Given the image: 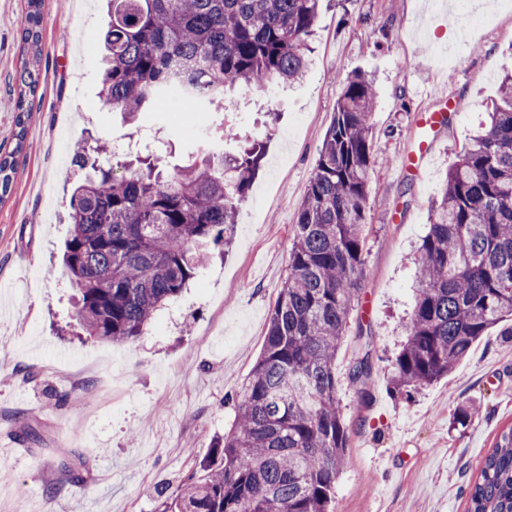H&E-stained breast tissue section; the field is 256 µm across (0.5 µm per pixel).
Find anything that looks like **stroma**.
Returning <instances> with one entry per match:
<instances>
[{"label": "stroma", "instance_id": "1", "mask_svg": "<svg viewBox=\"0 0 512 512\" xmlns=\"http://www.w3.org/2000/svg\"><path fill=\"white\" fill-rule=\"evenodd\" d=\"M26 0H0V154L14 151ZM446 0H320L313 54L302 82L257 92L232 120L259 137L265 157L239 204L220 257L126 344L75 335L73 290L60 257L76 180L72 160L88 137L131 129L160 141L174 165L222 151L210 115L167 96L134 125L103 102L99 60L109 18L103 0H44L39 86L10 193L0 203V512H161L167 496L199 477L235 418L233 399L259 356L288 272L297 211L330 125L341 81L374 76L372 193L366 207L363 288L336 358L349 431L335 512H467L466 488L501 431L512 426V339L491 328L448 377L395 396L389 360L412 307V258L448 169L475 134L512 70V0L468 28L462 66L446 50ZM454 109L429 162L397 173L415 148L420 111ZM15 152V151H14ZM369 355L367 398L346 379ZM478 407L467 430L449 421ZM35 438L16 439L21 423ZM55 487L47 497L46 487Z\"/></svg>", "mask_w": 512, "mask_h": 512}]
</instances>
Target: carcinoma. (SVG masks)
Instances as JSON below:
<instances>
[{"mask_svg": "<svg viewBox=\"0 0 512 512\" xmlns=\"http://www.w3.org/2000/svg\"><path fill=\"white\" fill-rule=\"evenodd\" d=\"M101 94L112 110L148 112L162 94L214 112L234 108L225 90L297 82L309 64L318 0H110ZM42 0H28L17 97L22 151L42 55ZM374 82L343 83L335 117L293 228L288 275L264 345L236 401L231 431L205 475L163 502V512H331L348 454L336 355L361 290L365 208L374 154ZM95 139L78 146L84 171L69 200L62 256L77 289L74 320L90 338L124 344L203 269L208 250L230 241L237 204L264 157L255 141L231 157L169 167L165 156L133 164ZM14 156L0 155V200ZM512 322V72L503 75L490 121L448 170L416 259L414 306L392 361V392L448 375L489 329ZM369 354L349 382L366 396ZM468 512H512V427L468 487Z\"/></svg>", "mask_w": 512, "mask_h": 512, "instance_id": "carcinoma-1", "label": "carcinoma"}]
</instances>
